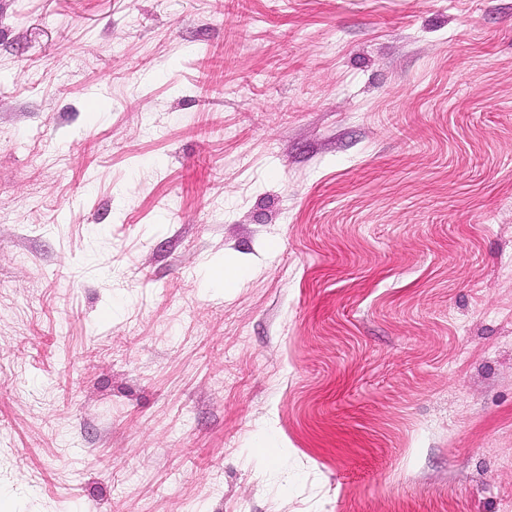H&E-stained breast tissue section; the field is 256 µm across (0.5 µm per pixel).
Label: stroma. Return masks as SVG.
I'll return each mask as SVG.
<instances>
[{"mask_svg": "<svg viewBox=\"0 0 512 512\" xmlns=\"http://www.w3.org/2000/svg\"><path fill=\"white\" fill-rule=\"evenodd\" d=\"M0 213V512H512V0H0Z\"/></svg>", "mask_w": 512, "mask_h": 512, "instance_id": "obj_1", "label": "stroma"}]
</instances>
